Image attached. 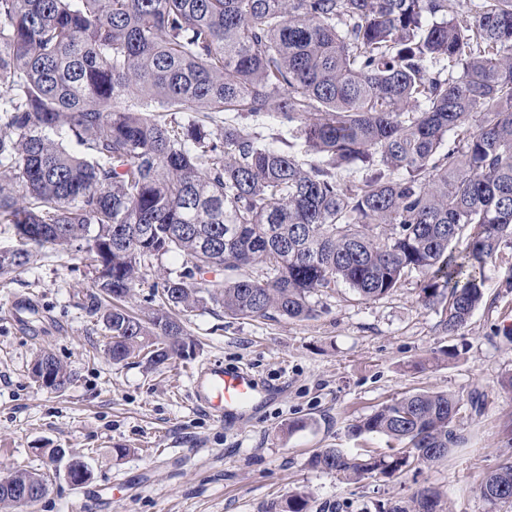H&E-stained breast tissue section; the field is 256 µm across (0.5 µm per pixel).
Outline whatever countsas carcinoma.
Masks as SVG:
<instances>
[{
  "label": "carcinoma",
  "mask_w": 512,
  "mask_h": 512,
  "mask_svg": "<svg viewBox=\"0 0 512 512\" xmlns=\"http://www.w3.org/2000/svg\"><path fill=\"white\" fill-rule=\"evenodd\" d=\"M271 123L293 140L266 141ZM0 224L18 241L1 277L48 244L96 252L115 364L182 355L180 308L305 320L340 283L379 299L413 273L454 332L512 238V0H0ZM167 254L183 270L132 314ZM458 411L392 399L348 427L389 452L308 465L357 483L443 460L466 442ZM28 483L38 502L45 476L17 471L0 507ZM483 484L512 505V462ZM308 506L298 490L283 512ZM387 512L443 510L426 489ZM183 262V258L176 255H165L161 258L159 257L158 260L152 259L149 262V266H147L144 280L139 286L134 288L129 306L138 313L140 311H147L152 307L155 304L153 301L155 288H152V285L156 282H161L160 278L166 275V273L172 272V276H174L176 272L181 271Z\"/></svg>",
  "instance_id": "carcinoma-1"
}]
</instances>
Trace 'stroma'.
I'll use <instances>...</instances> for the list:
<instances>
[{"instance_id": "obj_1", "label": "stroma", "mask_w": 512, "mask_h": 512, "mask_svg": "<svg viewBox=\"0 0 512 512\" xmlns=\"http://www.w3.org/2000/svg\"><path fill=\"white\" fill-rule=\"evenodd\" d=\"M182 267L176 255L153 260L133 291V310L152 307L154 283ZM93 276L88 253L50 246L0 278V479L20 469L48 476L39 502L10 512H266L298 488L309 494V512H378L425 488L450 512H512L480 493L487 473L512 459L503 435L512 419L504 384L512 375V239L487 264L483 302L456 332L422 304L414 274L377 300L337 285L316 296L318 314L308 320L194 309L182 317L193 357L155 369L108 358L104 326L88 311ZM21 298L34 308L16 322L9 313ZM44 351L70 374L62 390L30 377ZM214 362L250 370L276 395L224 427L191 399L194 372ZM416 391L460 400L456 425L467 442L448 458L358 483L309 467L323 448L386 452L384 437L355 439L347 427ZM297 420L304 428L292 429ZM45 448L87 462L91 481L73 487L63 464L42 456Z\"/></svg>"}]
</instances>
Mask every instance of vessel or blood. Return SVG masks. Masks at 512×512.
<instances>
[{
    "label": "vessel or blood",
    "mask_w": 512,
    "mask_h": 512,
    "mask_svg": "<svg viewBox=\"0 0 512 512\" xmlns=\"http://www.w3.org/2000/svg\"><path fill=\"white\" fill-rule=\"evenodd\" d=\"M269 393L268 386L240 368L213 363L198 368L194 374L195 402L222 423L246 418Z\"/></svg>",
    "instance_id": "obj_1"
}]
</instances>
